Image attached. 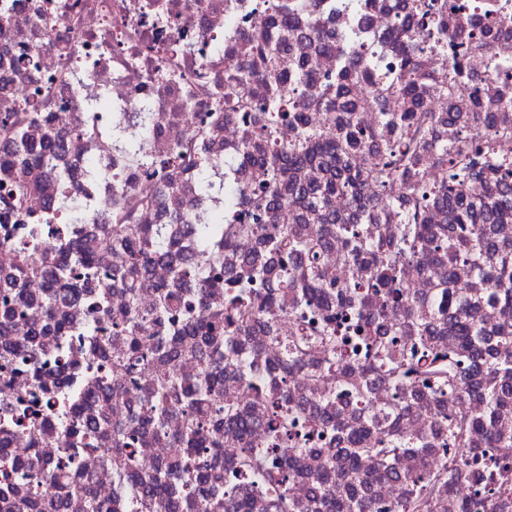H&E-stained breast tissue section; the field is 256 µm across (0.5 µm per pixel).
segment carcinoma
I'll list each match as a JSON object with an SVG mask.
<instances>
[{
  "label": "carcinoma",
  "instance_id": "carcinoma-1",
  "mask_svg": "<svg viewBox=\"0 0 512 512\" xmlns=\"http://www.w3.org/2000/svg\"><path fill=\"white\" fill-rule=\"evenodd\" d=\"M272 9L279 24L295 27L290 4L275 0ZM402 33V26L395 27L393 38L402 46L406 96L413 99L423 88L447 94V80L422 71L419 56L401 41ZM252 56L265 66L261 83L281 80L264 41L254 43ZM355 74L354 58L340 60L336 74L319 86L321 104L336 107L344 85ZM238 109L252 112L245 150L235 160H224V166L236 162L256 165L264 170L265 178L253 187H241L231 180L224 182V203L233 214V223L246 225L260 241L261 249L231 269L233 280L226 287L234 292L226 302L211 305L206 317L187 319L173 330L166 327L161 315L140 310L134 289L147 284L148 270L156 262H167L174 268L175 286H168L161 293L165 307L171 310L183 306L191 296L188 289L191 284L197 286L199 298H205L206 289L216 287V282L207 279L208 269L223 260L224 253L231 252L232 239L210 217L199 218L192 224L175 217L172 223L182 225L181 232L195 243V252L188 256L182 253L180 235L170 232L168 225L132 223L143 202L135 201L129 206L121 201L115 203V216L122 223L112 225L108 242L125 249L127 277L118 284L126 292V304L107 328L112 337L124 341L126 350L114 360L108 344L100 341L91 345V351L129 372L147 360L156 363L155 387L142 396L147 415L154 419L155 433H163L161 419L168 401L172 400L182 404L188 417L185 433L175 439L183 457L193 456L202 447L206 419L214 411L223 369L217 360L210 359L200 376L185 382L177 377L169 360L200 344L213 346L219 358H224L219 347H232L235 337L250 331L253 319L274 311L288 313L281 303L282 292L288 288L300 289L299 300L293 303L295 308L312 311L336 299L338 313L344 315V320L337 321L333 314L317 320L309 318L305 329L288 343V352L280 363L284 374L297 366H308L313 373L333 374L337 383L344 384L348 380L344 347L349 337L364 336L371 349L364 372L380 373L394 385L420 373L433 382L439 394L451 396L455 394L459 372L483 369L494 379L512 375V358L499 352V348L512 345V239L500 236L497 227V223L512 217L511 159L498 155L489 141L466 151L452 137L435 141L437 123L452 120L448 112L430 114L413 109L384 112L377 126L371 127L352 105L345 109L337 125L319 128L309 123L298 104L281 93L241 102ZM45 121L47 117L42 112L15 114L0 121V132L6 139L0 146V174L13 189L0 203L9 208H23L31 191L27 169L53 166L58 145L47 134L38 142L29 134V128ZM283 125L297 129L296 140L286 147L278 141V130ZM210 128L211 121H202L197 143L184 145L161 161L148 157L139 144L127 147V152L138 164L164 171L163 178L170 180L172 186L178 171L194 165L201 171L198 187L207 191L212 187V182L206 180L210 165L201 157L199 144L208 138ZM372 143L377 144L380 152L377 166L368 171L354 168L349 157L365 151ZM422 155L436 167L437 180L431 181L413 170V164ZM399 178L408 179L411 200L406 208L389 210L382 201L376 204L361 201L368 181L374 180L384 188ZM473 179L486 183L493 197L492 206L476 207L464 199L462 185ZM338 196L351 203L350 216L345 220L333 211ZM297 202L303 209L299 220L317 225L316 235H304L297 224L274 223L277 209ZM61 205L71 223L86 222L85 207L80 200L65 198ZM433 207L447 217V223L438 228L428 221V210ZM376 210L386 220L402 225L398 240L373 241L362 235L361 225L371 223ZM335 241L342 243L347 251V264L341 272L325 269L321 260L323 252ZM426 245L448 254L444 272L448 287H454V268L460 259L471 264L475 284L488 285L489 296L499 305L502 316L496 335L489 334L477 323H463L450 315L445 290L435 294L427 305L409 303L399 287L402 267ZM75 267L87 275L92 272L89 256L79 243L73 245L69 259L55 275L21 249L15 268L3 277L6 287L15 289V296L24 303L29 315L18 319L13 309L7 306L1 309L0 337H11L13 352L24 355L34 366L42 356L36 340L59 333L63 327L59 311L80 297L93 302L87 334L92 336L100 331L96 327L100 323L98 314L108 306L109 292L59 286V278ZM32 278L47 281V288L38 298L24 297L20 288L23 281ZM256 280L265 289L264 295L245 299V289L252 287ZM390 306L409 310L424 343L428 344L426 354L408 357L397 349L394 339L381 336L383 317ZM146 322L160 329L153 352L144 351L139 343V331ZM442 329L460 339V352L448 356L446 361L437 349L429 346L433 336ZM476 393L484 404L481 416L470 420L447 419L448 444L457 449L461 460L475 453L493 458L512 451V426L506 418L512 390L486 383L476 386ZM256 399L266 401L272 443L288 442L297 418L288 409L285 397L266 400L258 394ZM424 447L425 443L419 440L392 437L370 448H359L357 452L374 456L380 463V474L388 477L404 450L418 451ZM127 448L124 430L114 429L111 460L118 462L127 454ZM240 466L265 484L286 482V476L268 470L261 455L252 450L246 451ZM462 475L457 465L431 477H417L420 499L411 500L401 508L420 507L428 502L436 488L450 485ZM347 480L349 495L340 503V512H370L369 503L355 490L358 473H349ZM120 481L145 483L152 494L170 497L171 512H195L204 500L212 507L223 505L224 492L210 482L201 466L195 474L196 501L177 494L174 473L148 481L125 466L120 470Z\"/></svg>",
  "mask_w": 512,
  "mask_h": 512
}]
</instances>
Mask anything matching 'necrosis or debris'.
<instances>
[{
    "mask_svg": "<svg viewBox=\"0 0 512 512\" xmlns=\"http://www.w3.org/2000/svg\"><path fill=\"white\" fill-rule=\"evenodd\" d=\"M302 2L291 32L272 23L270 0H0V116L46 113L64 141L54 169L38 171L40 187L28 196L22 216L0 224V271L14 266L17 249L39 257L76 238L98 272L112 273L124 258L100 240L114 221L113 200L127 194L149 200V208L137 213L142 224L223 211L222 192L198 191L196 169L184 170L173 190L136 165L121 145L150 124L146 153L161 160L195 140L204 115L218 114L215 133L201 149L214 162L213 182L222 183L228 174L223 160L238 156L245 141L247 125L236 103L261 94L257 82L229 87L224 79L247 68L252 40L261 31L285 88H292L287 75L301 64L310 66L318 85L335 74L341 53L371 59V75L350 80L344 94L361 106L366 120L376 121L383 111L458 112L466 118L461 148L490 135L497 153L512 159V134L493 133L487 121L499 110L497 97L512 96V0H435L430 23L412 12L409 0ZM401 14L408 17L405 43L421 49L428 73L449 74L464 60L471 78L454 83L448 96L428 91L410 100L396 81L402 45L391 39ZM463 18L483 31L479 43L459 39ZM323 31L335 35V52L322 51ZM63 197L84 202L86 224L70 223L57 205ZM441 267L429 246L404 265L401 287L412 302L428 295ZM90 308L87 300L65 308L66 332L44 339L38 368L21 356L0 359V370L7 372L0 378V444L11 462L36 458L43 467L38 477L19 478L0 491V512H85L89 496L112 512H167L164 500L145 498L138 488L117 482L115 469L104 460L110 439L78 446L76 424L95 418L123 425L135 436L136 468L153 474L176 460L179 450L170 438L186 425L182 406L174 403L164 414L166 436L133 420L155 367L145 363L131 374L92 356L84 333ZM300 325L296 316L270 317L225 355L216 393L227 413L209 426L213 445L199 451L211 480L230 502L253 495L270 502V488L240 468L250 448L262 452L268 468L289 473L294 512H336L346 492L336 474L351 464L362 474L360 490L376 503V512H402L401 503L417 495L414 476L448 465L452 449L441 430L443 416L470 419L481 413L477 377L459 375L455 396L444 403L432 388L408 381L395 387L379 374H362L369 355L362 344L346 349L352 385L327 375L312 379L303 367L285 377L278 368L282 344ZM97 385L104 392L95 399L87 390ZM257 389L286 394L298 417L294 442L269 445L266 420L254 402ZM241 419L249 421L248 429L238 428ZM355 432L367 442L419 438L427 450L422 456L402 453L397 477L378 480L376 459L353 451L349 437ZM488 469L483 458L468 457L464 476L439 489L427 512H512V490L485 494L481 477Z\"/></svg>",
    "mask_w": 512,
    "mask_h": 512,
    "instance_id": "necrosis-or-debris-1",
    "label": "necrosis or debris"
}]
</instances>
